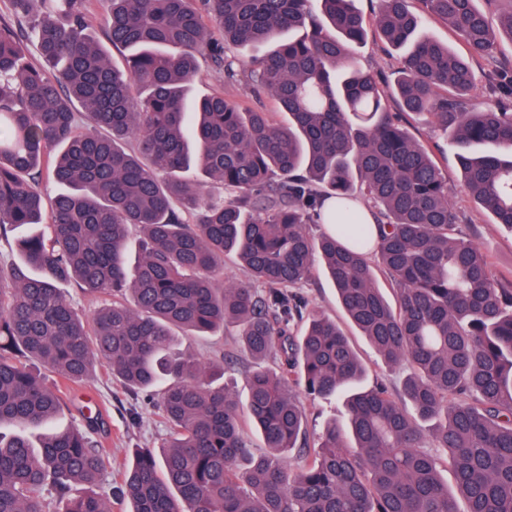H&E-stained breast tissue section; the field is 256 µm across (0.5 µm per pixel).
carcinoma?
Here are the masks:
<instances>
[{"label":"carcinoma","mask_w":512,"mask_h":512,"mask_svg":"<svg viewBox=\"0 0 512 512\" xmlns=\"http://www.w3.org/2000/svg\"><path fill=\"white\" fill-rule=\"evenodd\" d=\"M101 2L120 67L90 30L92 0H10L13 17H0V241L42 226L21 262H0V425L20 428L0 436V512H112L114 499L126 512H459L458 497L466 512H512V280H495L462 235L448 181L390 105L449 138L464 191L512 230V69L494 56L512 40V0L496 29L479 0H421L466 56L422 35L409 0H379L369 23L403 54L393 95L354 56L369 24L354 0ZM30 35L38 66L22 49ZM228 43L271 49L249 68L225 58ZM204 52L288 124L219 91L187 109ZM474 57L500 92L481 111ZM47 176L63 191L46 205ZM308 224L330 228L315 238ZM227 251L246 279L219 280ZM318 264L383 363L409 368L400 392L358 387L365 368L346 335L294 292ZM229 324L258 363L243 405L215 385L224 365L178 352L179 335ZM98 365L134 395L155 393L168 430L160 449L134 450L110 497L95 491L109 454L101 412L37 450L24 433ZM343 394L347 427L328 424L319 450L289 466L304 399Z\"/></svg>","instance_id":"obj_1"}]
</instances>
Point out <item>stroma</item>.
Returning a JSON list of instances; mask_svg holds the SVG:
<instances>
[{"mask_svg":"<svg viewBox=\"0 0 512 512\" xmlns=\"http://www.w3.org/2000/svg\"><path fill=\"white\" fill-rule=\"evenodd\" d=\"M355 56L360 65L371 73L391 76L402 65V56L388 52L376 33H369L365 42L356 46ZM223 91L225 98L268 112L277 106L267 97L255 98L250 89L242 84L225 82L222 71L201 62L200 74L190 89L191 98L198 99L212 91ZM409 132L430 151L433 159L448 181L449 198L460 215L461 229L489 256L491 272L499 279L512 280V231L494 224L491 217L477 208L460 185V169L455 151L447 140L429 131L422 117L409 113L405 116ZM301 294L311 306L322 310L341 327L365 366L364 387L377 383L398 390L402 387L404 373L388 368L377 356L367 340L350 323L337 301L336 290L326 274L316 272L300 288ZM182 350L194 353L198 358L223 364V382L237 397H245V375L252 366L238 345L236 328H226L217 336H186L181 340ZM308 415V444L316 446L318 438L329 422L345 424L346 409L341 398L310 400L306 403ZM100 411L107 415L110 426L109 446L112 467L122 466L134 449L158 445L166 435V428L153 411L151 397H131L104 368H96L84 383L74 386L66 408L50 425L28 429L31 441H38L47 431H62L78 423L82 412Z\"/></svg>","mask_w":512,"mask_h":512,"instance_id":"1","label":"stroma"}]
</instances>
